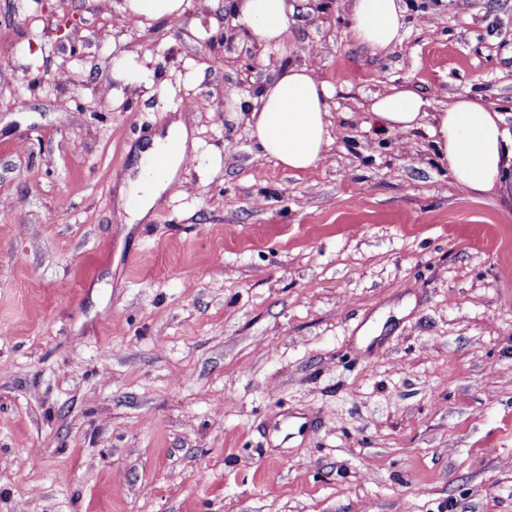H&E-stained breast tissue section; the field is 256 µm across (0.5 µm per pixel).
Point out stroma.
Masks as SVG:
<instances>
[{"instance_id": "stroma-1", "label": "stroma", "mask_w": 512, "mask_h": 512, "mask_svg": "<svg viewBox=\"0 0 512 512\" xmlns=\"http://www.w3.org/2000/svg\"><path fill=\"white\" fill-rule=\"evenodd\" d=\"M118 2L0 0V512H512V217L364 125L403 82L512 113V0H401L383 57L295 0L285 54L336 89L310 172L246 126L278 53ZM178 116L183 191L113 223Z\"/></svg>"}]
</instances>
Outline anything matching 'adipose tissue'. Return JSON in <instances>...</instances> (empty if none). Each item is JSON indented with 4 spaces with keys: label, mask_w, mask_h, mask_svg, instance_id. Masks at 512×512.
Wrapping results in <instances>:
<instances>
[{
    "label": "adipose tissue",
    "mask_w": 512,
    "mask_h": 512,
    "mask_svg": "<svg viewBox=\"0 0 512 512\" xmlns=\"http://www.w3.org/2000/svg\"><path fill=\"white\" fill-rule=\"evenodd\" d=\"M241 34L249 41L283 52L290 16L288 0H224ZM349 32L354 43L373 56H384L405 34L400 0H348ZM333 87L321 81L306 63L282 66L264 87L249 112L246 125L261 155L292 171L318 167L330 145V101ZM417 88L404 83L377 96L369 105L368 125L380 132L406 133L425 129L454 184L473 197L494 200L502 214H512V125L503 112L487 104L481 94L465 91L447 107L432 112ZM191 131L173 121L165 135L135 147L138 174L128 192L136 201L131 221L145 219L183 164ZM178 142L166 178H156L151 163L156 153Z\"/></svg>",
    "instance_id": "adipose-tissue-1"
}]
</instances>
